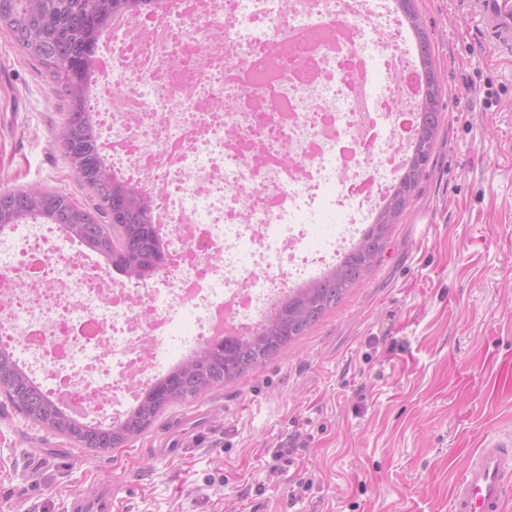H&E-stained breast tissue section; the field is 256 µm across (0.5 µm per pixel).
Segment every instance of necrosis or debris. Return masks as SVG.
<instances>
[{"instance_id": "1", "label": "necrosis or debris", "mask_w": 512, "mask_h": 512, "mask_svg": "<svg viewBox=\"0 0 512 512\" xmlns=\"http://www.w3.org/2000/svg\"><path fill=\"white\" fill-rule=\"evenodd\" d=\"M371 0H169L98 39L88 105L101 152L153 202L168 255L154 283L64 256L56 228L0 240V344L48 395L119 418L158 358L251 334L336 263L392 184L419 72ZM394 77L367 93L372 66ZM342 215L313 237L318 200ZM194 330L175 333L180 315Z\"/></svg>"}]
</instances>
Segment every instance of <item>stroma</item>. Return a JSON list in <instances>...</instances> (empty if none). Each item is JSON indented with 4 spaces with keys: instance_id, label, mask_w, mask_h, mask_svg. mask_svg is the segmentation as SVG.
<instances>
[{
    "instance_id": "35a3bbf8",
    "label": "stroma",
    "mask_w": 512,
    "mask_h": 512,
    "mask_svg": "<svg viewBox=\"0 0 512 512\" xmlns=\"http://www.w3.org/2000/svg\"><path fill=\"white\" fill-rule=\"evenodd\" d=\"M442 120L378 263L279 358L168 407L127 447H75L0 401V512H449L484 437L512 433V60L457 0H415ZM64 104L0 32V188L86 195ZM113 500L110 490L91 491L72 497L66 507L67 512H112Z\"/></svg>"
}]
</instances>
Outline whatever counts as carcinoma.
Returning <instances> with one entry per match:
<instances>
[{
    "mask_svg": "<svg viewBox=\"0 0 512 512\" xmlns=\"http://www.w3.org/2000/svg\"><path fill=\"white\" fill-rule=\"evenodd\" d=\"M166 0H0V31L23 58L65 97L66 113L57 142L77 176L90 206H80L67 193L47 187L0 190V231L31 219L60 226L69 240H78L112 268L146 285L162 266V245L154 230L150 199L108 167L100 154V132L87 110L90 74L87 58L94 46L91 26L101 30L119 14L151 12L162 18ZM417 36L430 84L441 85L426 30L413 0L402 5ZM422 137L415 141L409 166L396 179L392 196L363 231L342 264L288 295L250 336L227 337L197 351L171 375L157 381L126 418L107 427L89 428L77 419L63 420L37 391L11 349L0 345V395L25 418L81 448L108 451L123 448L143 435L169 406L244 377L278 358L288 345L335 309L362 280L383 252L394 224L414 196L433 150L440 125V101H422Z\"/></svg>",
    "mask_w": 512,
    "mask_h": 512,
    "instance_id": "carcinoma-1",
    "label": "carcinoma"
}]
</instances>
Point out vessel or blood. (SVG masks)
I'll list each match as a JSON object with an SVG mask.
<instances>
[{
	"label": "vessel or blood",
	"instance_id": "b4317fda",
	"mask_svg": "<svg viewBox=\"0 0 512 512\" xmlns=\"http://www.w3.org/2000/svg\"><path fill=\"white\" fill-rule=\"evenodd\" d=\"M494 53L512 57V0H459ZM512 434L488 436L454 484L450 512H503L512 485ZM111 491L72 497L66 512H112Z\"/></svg>",
	"mask_w": 512,
	"mask_h": 512
}]
</instances>
